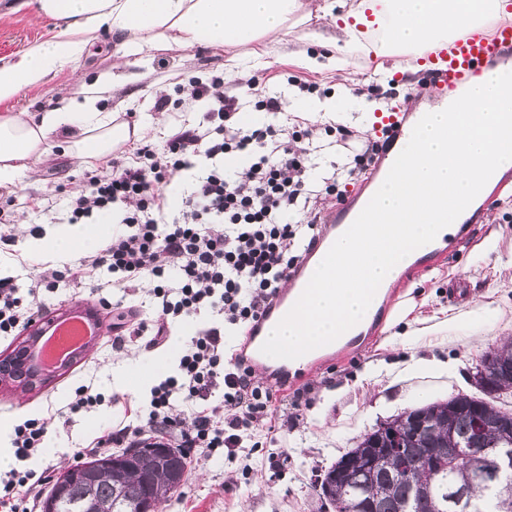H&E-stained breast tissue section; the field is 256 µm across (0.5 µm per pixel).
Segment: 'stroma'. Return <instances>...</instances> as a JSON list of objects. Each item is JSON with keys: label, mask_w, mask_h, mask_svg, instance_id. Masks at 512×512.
Wrapping results in <instances>:
<instances>
[{"label": "stroma", "mask_w": 512, "mask_h": 512, "mask_svg": "<svg viewBox=\"0 0 512 512\" xmlns=\"http://www.w3.org/2000/svg\"><path fill=\"white\" fill-rule=\"evenodd\" d=\"M330 16H311L291 28L286 40L270 45L251 74L260 91L285 98L294 79L315 82V92L300 100L335 97L344 86L342 73L316 71L298 64L295 54L315 52L305 35L333 32ZM54 24L37 18L32 0H0V64L17 59L37 42L49 38ZM120 41L101 29L75 69L22 92L5 110L36 112L58 95L79 94L91 77L111 71ZM120 69L127 85L103 109L130 116L140 137L160 143L170 135L202 123L206 107L182 104L159 112V95H176L188 77L230 80V63L223 53L205 46L147 48L129 56ZM385 56L370 52L358 60L359 88L373 98L404 102L412 85L427 80L425 71L390 78L381 86L380 72L390 69ZM85 168L62 149L20 176L10 189H0V207L14 225L16 243L0 251V276L27 287L33 267L58 266L50 254L30 250L29 225L51 237L67 223L66 203L82 187ZM464 280V303L448 300V288ZM124 301L151 314L147 288L127 291L113 284L111 273L94 270L82 281H60L49 295L52 309L80 304L100 310L102 301ZM385 324L378 335L350 353L324 362L315 371H288V386L277 391L274 431L259 429L245 437L236 458L214 455L188 464V480L163 502L160 512H328L315 478L379 423L407 408L463 392L479 395L471 372L478 359L499 339L512 336V191L488 194L483 221L474 225L469 243L449 251L444 265L412 280L402 293L389 298ZM100 344L80 363L41 388L25 391L18 384H0V417L15 421L42 418L48 424L56 452H45L39 466L48 477L73 465L75 449L86 446L108 427L134 420L149 401L148 394L113 393L112 368L139 356L134 348L112 345V316L102 313ZM90 385L114 394L111 403L63 419L72 390Z\"/></svg>", "instance_id": "35a3bbf8"}]
</instances>
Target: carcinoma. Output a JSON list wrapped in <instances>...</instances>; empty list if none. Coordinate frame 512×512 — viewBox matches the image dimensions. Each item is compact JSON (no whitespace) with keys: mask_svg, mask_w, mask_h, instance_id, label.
<instances>
[{"mask_svg":"<svg viewBox=\"0 0 512 512\" xmlns=\"http://www.w3.org/2000/svg\"><path fill=\"white\" fill-rule=\"evenodd\" d=\"M491 355L489 374L512 388V342L494 347ZM419 410L431 420L421 432L409 426L410 414L392 419L405 435L402 454L374 455L379 437L366 434L327 467L336 474L333 499L341 512H512L493 509L495 499L512 502V482L482 493L488 460L464 453L467 448L512 450V411L460 393ZM423 448L443 450L442 470L427 466ZM128 452L102 453L68 467L61 512H143L187 478V463L172 448L165 454L148 449L131 460Z\"/></svg>","mask_w":512,"mask_h":512,"instance_id":"carcinoma-1","label":"carcinoma"}]
</instances>
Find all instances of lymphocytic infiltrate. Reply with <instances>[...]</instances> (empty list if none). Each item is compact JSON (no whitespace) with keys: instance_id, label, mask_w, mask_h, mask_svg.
<instances>
[{"instance_id":"obj_1","label":"lymphocytic infiltrate","mask_w":512,"mask_h":512,"mask_svg":"<svg viewBox=\"0 0 512 512\" xmlns=\"http://www.w3.org/2000/svg\"><path fill=\"white\" fill-rule=\"evenodd\" d=\"M187 98L207 99L209 125L171 136L162 148L143 144L132 161L113 160L85 171V190L68 203L69 221L86 223L111 215L124 232L105 248L81 256L63 269L46 268L19 293L0 279V336L16 335L44 314L46 292L63 278L77 280L95 269L116 276L123 287L152 285L155 315L147 319L130 309L119 313L122 347L147 339L167 342L174 330L201 314L210 325L197 328L179 359L176 375L150 390V409L137 424L105 429L76 457L111 448H178L202 456L227 450L235 454L245 433L272 425L274 392L239 354H225L224 332L252 330L287 282L308 244L315 242L312 206L335 195L340 184L356 183L374 163L378 140H360L337 127L338 146L348 161L312 181L313 130L295 123L240 126V98L224 93L220 78H191ZM246 155L245 182L211 165L194 179L181 199L177 218H169L164 193L192 167L196 158ZM47 423L28 419L14 428L15 461L0 475V506L9 512H34L44 484L33 462L45 446Z\"/></svg>"}]
</instances>
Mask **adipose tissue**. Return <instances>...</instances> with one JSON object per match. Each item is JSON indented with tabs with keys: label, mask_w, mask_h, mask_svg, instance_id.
Listing matches in <instances>:
<instances>
[{
	"label": "adipose tissue",
	"mask_w": 512,
	"mask_h": 512,
	"mask_svg": "<svg viewBox=\"0 0 512 512\" xmlns=\"http://www.w3.org/2000/svg\"><path fill=\"white\" fill-rule=\"evenodd\" d=\"M39 15L65 21L64 29L0 66V104L25 89L44 84L73 67L100 28L122 37L127 52L166 43L188 48H215L227 55L240 81L251 66L241 50L261 42H281L289 28L312 13H336L335 32L310 34L321 51L298 52L306 68L344 71L352 54L369 53L366 32L381 34V53L393 70L417 69L416 59L432 43L483 31L491 23L512 20V0H36ZM117 88L111 75L86 82L75 97H61L41 112L0 114V188H10L23 172L33 170L53 148L89 164L112 154L130 138V130L101 102ZM112 234L108 224L72 227L38 243L41 252L68 257L96 247ZM190 329L174 336L169 352L150 351L136 361L119 362L112 388L138 392L167 373L170 352L190 338Z\"/></svg>",
	"instance_id": "ef3b65f1"
}]
</instances>
